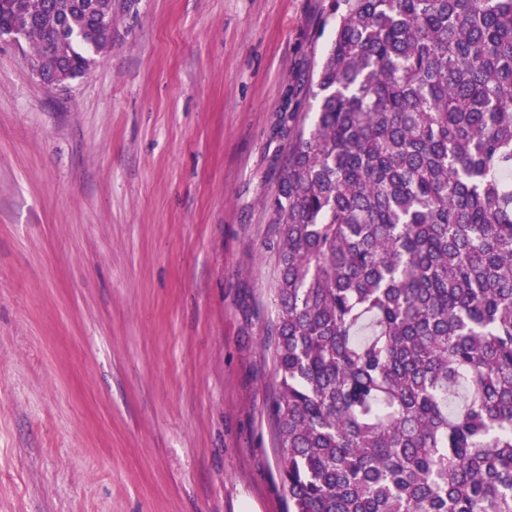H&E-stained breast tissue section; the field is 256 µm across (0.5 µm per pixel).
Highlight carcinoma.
<instances>
[{"label": "carcinoma", "instance_id": "1", "mask_svg": "<svg viewBox=\"0 0 512 512\" xmlns=\"http://www.w3.org/2000/svg\"><path fill=\"white\" fill-rule=\"evenodd\" d=\"M271 201L289 512H512V0H330ZM75 79L112 0H0Z\"/></svg>", "mask_w": 512, "mask_h": 512}]
</instances>
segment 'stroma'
<instances>
[{"label":"stroma","instance_id":"1","mask_svg":"<svg viewBox=\"0 0 512 512\" xmlns=\"http://www.w3.org/2000/svg\"><path fill=\"white\" fill-rule=\"evenodd\" d=\"M329 0H112L62 88L0 41V512H288L270 203Z\"/></svg>","mask_w":512,"mask_h":512}]
</instances>
